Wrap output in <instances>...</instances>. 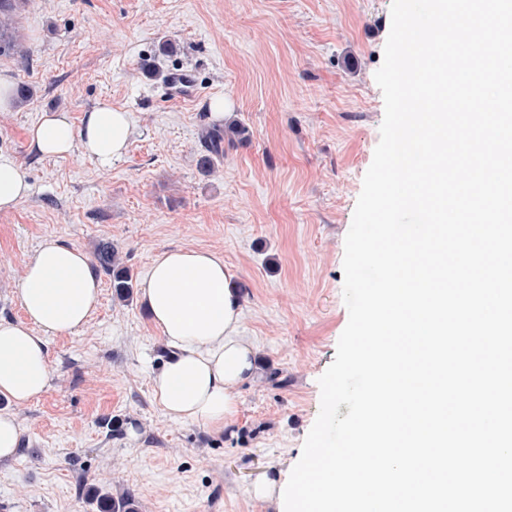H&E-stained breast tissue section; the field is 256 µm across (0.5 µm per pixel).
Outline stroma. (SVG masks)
Returning a JSON list of instances; mask_svg holds the SVG:
<instances>
[{
	"mask_svg": "<svg viewBox=\"0 0 512 512\" xmlns=\"http://www.w3.org/2000/svg\"><path fill=\"white\" fill-rule=\"evenodd\" d=\"M392 0H31L20 19L28 64L0 57L27 103L0 112V158L31 193L0 211V318L43 238L94 254L113 243L141 285L176 246L221 254L243 288L258 377L213 435L168 419L150 378L165 358L139 297L100 304L78 332L47 340L54 378L16 413L23 453L0 467V512H99L126 492L139 512H272L254 484L288 476L320 411L319 378L349 313L345 236L384 117L375 73ZM186 72L195 96L178 98ZM248 127L213 173L197 165L210 101ZM128 112L126 155L103 167L81 150L30 152L48 112L80 123L96 101Z\"/></svg>",
	"mask_w": 512,
	"mask_h": 512,
	"instance_id": "obj_1",
	"label": "stroma"
}]
</instances>
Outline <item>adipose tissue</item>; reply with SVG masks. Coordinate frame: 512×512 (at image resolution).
<instances>
[{"label":"adipose tissue","instance_id":"adipose-tissue-1","mask_svg":"<svg viewBox=\"0 0 512 512\" xmlns=\"http://www.w3.org/2000/svg\"><path fill=\"white\" fill-rule=\"evenodd\" d=\"M132 135L127 112L109 100L85 112L81 126L54 112L28 131L30 149L65 157L81 147L102 166L121 158ZM19 320L0 318V464L19 458L21 425L16 407L36 400L50 386L53 368L48 337L83 328L96 311L100 282L79 248L42 240L17 283ZM140 298L170 350L151 379V393L175 421L221 433L239 410L241 386L258 374L254 345L242 333V292L222 255L175 247L159 253L143 280Z\"/></svg>","mask_w":512,"mask_h":512}]
</instances>
